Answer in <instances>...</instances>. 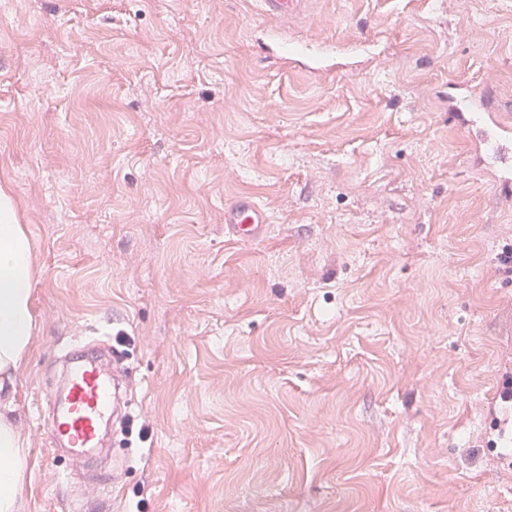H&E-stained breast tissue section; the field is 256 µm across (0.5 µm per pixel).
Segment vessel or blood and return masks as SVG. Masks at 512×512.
Masks as SVG:
<instances>
[{"mask_svg":"<svg viewBox=\"0 0 512 512\" xmlns=\"http://www.w3.org/2000/svg\"><path fill=\"white\" fill-rule=\"evenodd\" d=\"M265 15L281 20L300 13L304 0H260ZM448 119L474 133L475 151L503 188L512 187V125L498 118L493 99L466 86L448 96ZM224 222L234 236L263 235L268 216L251 196H240L224 207ZM122 351L104 356L93 347L70 365L59 408L48 423L49 435L70 456L85 458L104 445L103 427L110 419L129 417L120 383L126 375Z\"/></svg>","mask_w":512,"mask_h":512,"instance_id":"vessel-or-blood-1","label":"vessel or blood"}]
</instances>
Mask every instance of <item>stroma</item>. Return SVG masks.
I'll list each match as a JSON object with an SVG mask.
<instances>
[{"label":"stroma","instance_id":"1","mask_svg":"<svg viewBox=\"0 0 512 512\" xmlns=\"http://www.w3.org/2000/svg\"><path fill=\"white\" fill-rule=\"evenodd\" d=\"M322 37L327 70L265 46ZM483 84L512 124V0H13L0 184L36 242L34 347L0 385L26 512H72L51 460L65 352L124 334L148 441L102 512H512V197L448 122ZM270 222L240 241L224 204ZM265 15L288 20L302 10L304 0H260Z\"/></svg>","mask_w":512,"mask_h":512}]
</instances>
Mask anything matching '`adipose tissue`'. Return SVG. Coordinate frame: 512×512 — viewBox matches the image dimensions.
<instances>
[{"instance_id": "ef3b65f1", "label": "adipose tissue", "mask_w": 512, "mask_h": 512, "mask_svg": "<svg viewBox=\"0 0 512 512\" xmlns=\"http://www.w3.org/2000/svg\"><path fill=\"white\" fill-rule=\"evenodd\" d=\"M37 276L30 231L11 192L0 187V380L13 379L31 351ZM28 448L20 426L0 414V512H23Z\"/></svg>"}]
</instances>
